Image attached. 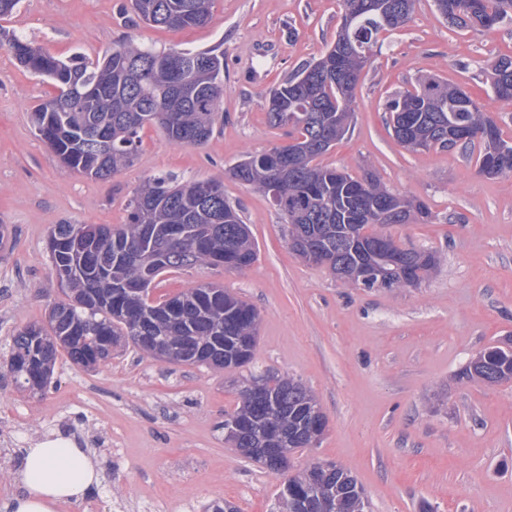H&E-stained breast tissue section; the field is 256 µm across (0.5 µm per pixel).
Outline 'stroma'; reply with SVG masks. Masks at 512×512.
Returning a JSON list of instances; mask_svg holds the SVG:
<instances>
[{
  "mask_svg": "<svg viewBox=\"0 0 512 512\" xmlns=\"http://www.w3.org/2000/svg\"><path fill=\"white\" fill-rule=\"evenodd\" d=\"M125 3L22 0L0 30L61 58L94 59L125 40L220 47L224 122L201 148L145 127L132 166L105 182L85 177L64 167L28 119L56 87L0 46V359L19 327L46 324L63 297L48 256L51 225L125 223L131 192L151 175L216 179L250 228L257 262L242 273L170 271L150 296L213 282L257 309L250 369L300 380L328 418L319 447L296 452L292 466L319 459L349 469L369 512H512V382L456 378L479 352L512 338V176L479 175L458 147L408 152L384 112L392 95L436 76L469 90L512 136V106L494 99L487 80L491 59L512 53V20L477 34L448 25L433 0H417L410 20L382 37L356 88L351 130L320 162L358 177L373 170L391 191L425 201L431 223L387 232L441 262L414 287L356 288L297 258L279 211L228 175L248 154L288 143L287 128L267 119L269 93L334 40L339 0H215L209 24L175 31L124 13ZM236 375L156 361L130 345L98 370L59 353L41 393L0 375V500L17 490L20 448L4 432L18 419L24 436L54 424L99 458L102 484L57 512H210L224 500L238 512H273L279 480L224 443Z\"/></svg>",
  "mask_w": 512,
  "mask_h": 512,
  "instance_id": "35a3bbf8",
  "label": "stroma"
}]
</instances>
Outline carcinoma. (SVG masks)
Returning a JSON list of instances; mask_svg holds the SVG:
<instances>
[{"instance_id":"1","label":"carcinoma","mask_w":512,"mask_h":512,"mask_svg":"<svg viewBox=\"0 0 512 512\" xmlns=\"http://www.w3.org/2000/svg\"><path fill=\"white\" fill-rule=\"evenodd\" d=\"M214 0H130V11L156 28L185 29L213 18ZM416 0H341L335 40L270 91L273 126L290 127L291 142L252 154L229 169L240 183L264 195L288 224L293 253L320 265L343 283L359 286L349 271L366 264L398 287L417 284L434 271L433 252L400 248L383 232L390 224L424 222L431 212L419 199L389 191L371 171L355 178L317 162L349 131L355 90L364 68L380 52L378 36L403 26ZM438 13L458 28L485 34L512 16V0H434ZM20 66L53 81L57 96L41 103L31 120L47 146L68 168L108 180L133 164L147 124L174 145L202 147L223 116L224 53L217 49L156 50L131 40L96 60L58 59L0 30ZM197 65L182 69L175 59ZM495 100L512 105V53L487 70ZM307 76L309 83L300 81ZM387 124L397 143L417 152L462 145L478 148V172L512 175V137L506 138L485 106L461 86L427 79L386 103ZM462 131L448 140V127ZM205 183L217 194L203 200ZM127 222L55 224L48 237L51 266L67 287L52 305L49 327H21L8 359L0 362L22 388L44 389L59 350L87 369L105 366L124 341L151 355L174 350L168 361L241 368L252 361L260 316L250 304L213 283L200 284L163 301L150 285L164 272L195 266L245 271L257 252L248 225L224 198L218 181L146 178L127 201ZM461 380L495 386L512 382V346L480 352L458 374ZM237 407L224 413V440L244 456L277 448L283 512H367L368 498L352 473L311 463L291 475V457L317 447L327 429L313 393L276 372L239 381Z\"/></svg>"}]
</instances>
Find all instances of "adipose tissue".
<instances>
[{
  "label": "adipose tissue",
  "mask_w": 512,
  "mask_h": 512,
  "mask_svg": "<svg viewBox=\"0 0 512 512\" xmlns=\"http://www.w3.org/2000/svg\"><path fill=\"white\" fill-rule=\"evenodd\" d=\"M101 479L88 451L62 438L37 441L22 450L19 488L0 500V512H56L83 500Z\"/></svg>",
  "instance_id": "adipose-tissue-1"
}]
</instances>
